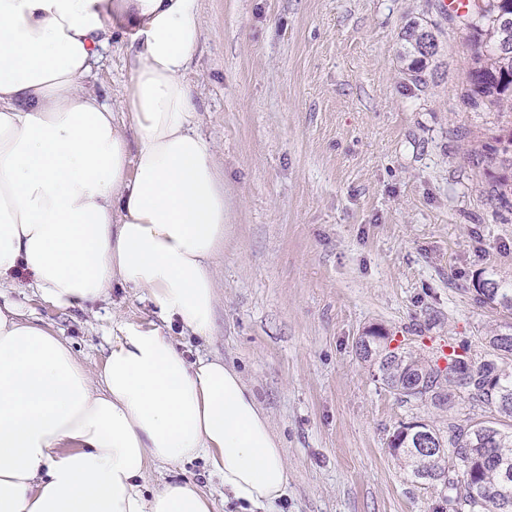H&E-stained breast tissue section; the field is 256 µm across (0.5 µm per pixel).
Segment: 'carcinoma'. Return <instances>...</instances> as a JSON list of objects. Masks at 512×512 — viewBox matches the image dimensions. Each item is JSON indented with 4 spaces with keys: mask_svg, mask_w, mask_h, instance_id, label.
Masks as SVG:
<instances>
[{
    "mask_svg": "<svg viewBox=\"0 0 512 512\" xmlns=\"http://www.w3.org/2000/svg\"><path fill=\"white\" fill-rule=\"evenodd\" d=\"M457 18L473 28L471 105H484L507 118L498 125L495 145L489 147V164L503 171L498 197L506 201L512 196V0H471L470 8ZM400 40L405 74L416 83H426L424 73L438 52L435 35L413 20L403 28ZM474 289L484 304L512 315V280L496 273L480 274ZM371 334L380 342L373 344L368 362L383 384L401 391L406 400L442 407L458 392L473 406L512 421V322L482 337L486 352L480 359L468 347L459 351L452 347L443 367L437 357L424 358L400 345L390 347L389 336L380 329H372ZM499 425L479 420L464 426L450 420L448 431L442 433L425 424L432 438L447 449L443 459L413 451L415 430L410 423L396 428L389 448L415 482L424 485L427 477L436 475L451 512H512V431Z\"/></svg>",
    "mask_w": 512,
    "mask_h": 512,
    "instance_id": "carcinoma-1",
    "label": "carcinoma"
}]
</instances>
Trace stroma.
<instances>
[{
    "label": "stroma",
    "mask_w": 512,
    "mask_h": 512,
    "mask_svg": "<svg viewBox=\"0 0 512 512\" xmlns=\"http://www.w3.org/2000/svg\"><path fill=\"white\" fill-rule=\"evenodd\" d=\"M204 33L186 74L196 126L217 147L231 234L219 260L214 329L166 324L143 293L113 286L60 309L16 270L5 300L100 368L118 323L158 329L188 360L232 363L267 412L288 463L275 512H437L434 488L390 454L403 422L443 430L452 410L406 403L356 352L379 328L428 355L479 352L504 321L472 283L512 275V203L484 160L498 117L466 98L470 33L439 0H201ZM432 23L423 85L398 59L406 23ZM117 32L87 84L116 102L131 76ZM238 512L204 459L153 466Z\"/></svg>",
    "instance_id": "35a3bbf8"
}]
</instances>
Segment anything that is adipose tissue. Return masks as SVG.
Instances as JSON below:
<instances>
[{
  "instance_id": "adipose-tissue-1",
  "label": "adipose tissue",
  "mask_w": 512,
  "mask_h": 512,
  "mask_svg": "<svg viewBox=\"0 0 512 512\" xmlns=\"http://www.w3.org/2000/svg\"><path fill=\"white\" fill-rule=\"evenodd\" d=\"M117 21L133 30L121 122L84 85ZM203 29L200 0H0V288L21 268L66 309L125 285L211 335L230 227L185 80ZM199 457L245 512L287 492L269 417L222 357L187 362L131 326L93 375L0 305V512H213L188 483L144 491L152 465Z\"/></svg>"
}]
</instances>
